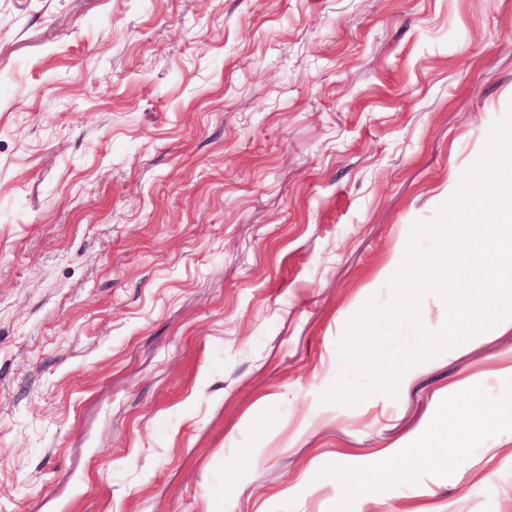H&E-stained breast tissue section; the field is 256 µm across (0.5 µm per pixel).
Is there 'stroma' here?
I'll return each instance as SVG.
<instances>
[{
    "instance_id": "35a3bbf8",
    "label": "stroma",
    "mask_w": 512,
    "mask_h": 512,
    "mask_svg": "<svg viewBox=\"0 0 512 512\" xmlns=\"http://www.w3.org/2000/svg\"><path fill=\"white\" fill-rule=\"evenodd\" d=\"M511 108L512 0H0V512H512L508 422L332 477L511 328L318 400Z\"/></svg>"
}]
</instances>
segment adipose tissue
Returning a JSON list of instances; mask_svg holds the SVG:
<instances>
[{"label":"adipose tissue","mask_w":512,"mask_h":512,"mask_svg":"<svg viewBox=\"0 0 512 512\" xmlns=\"http://www.w3.org/2000/svg\"><path fill=\"white\" fill-rule=\"evenodd\" d=\"M481 384V376L474 375L438 390L433 397L431 419L419 432L400 442L407 450L404 459L384 454L376 468L366 475L363 487L401 485L414 479L434 463L435 450L443 441H451L459 448L467 447L475 431L485 422L479 407Z\"/></svg>","instance_id":"obj_1"}]
</instances>
